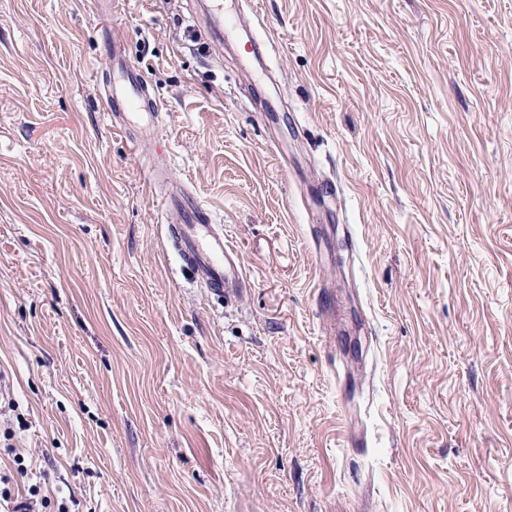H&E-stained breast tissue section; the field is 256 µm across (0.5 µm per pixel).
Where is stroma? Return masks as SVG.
<instances>
[{"mask_svg":"<svg viewBox=\"0 0 512 512\" xmlns=\"http://www.w3.org/2000/svg\"><path fill=\"white\" fill-rule=\"evenodd\" d=\"M114 33L159 142L103 111ZM182 187L236 302L169 237ZM31 487L512 512V0H224L220 36L203 0H0V491ZM170 234L184 262L198 278L224 300L237 299L246 290L247 277L236 249L224 242V227L191 195L177 190L168 201Z\"/></svg>","mask_w":512,"mask_h":512,"instance_id":"35a3bbf8","label":"stroma"}]
</instances>
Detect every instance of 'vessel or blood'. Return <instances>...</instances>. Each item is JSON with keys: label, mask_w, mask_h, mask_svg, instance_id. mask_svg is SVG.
Segmentation results:
<instances>
[{"label": "vessel or blood", "mask_w": 512, "mask_h": 512, "mask_svg": "<svg viewBox=\"0 0 512 512\" xmlns=\"http://www.w3.org/2000/svg\"><path fill=\"white\" fill-rule=\"evenodd\" d=\"M106 63L104 98L113 128L129 134L133 143L157 141L161 101L150 90L139 66L120 37H113ZM170 234L184 262L211 291L225 299L240 297L247 277L236 249L224 240L223 225L184 190L168 201Z\"/></svg>", "instance_id": "1"}]
</instances>
